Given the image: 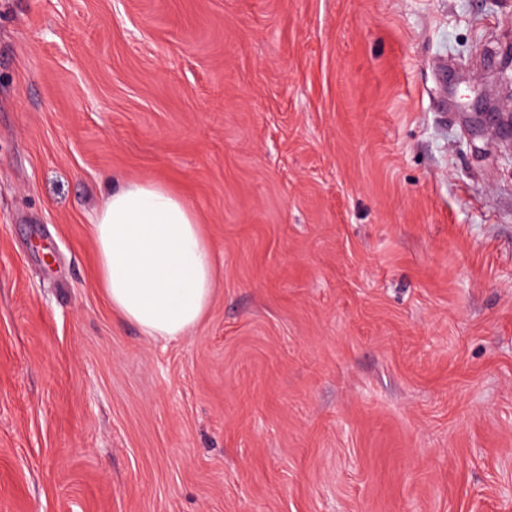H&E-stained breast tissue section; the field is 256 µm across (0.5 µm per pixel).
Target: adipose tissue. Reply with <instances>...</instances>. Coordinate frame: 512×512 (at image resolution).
Listing matches in <instances>:
<instances>
[{"mask_svg": "<svg viewBox=\"0 0 512 512\" xmlns=\"http://www.w3.org/2000/svg\"><path fill=\"white\" fill-rule=\"evenodd\" d=\"M97 275L112 308L149 336L176 339L205 315L216 261L189 203L153 180L112 189L97 213Z\"/></svg>", "mask_w": 512, "mask_h": 512, "instance_id": "obj_1", "label": "adipose tissue"}]
</instances>
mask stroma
<instances>
[{"instance_id":"stroma-1","label":"stroma","mask_w":512,"mask_h":512,"mask_svg":"<svg viewBox=\"0 0 512 512\" xmlns=\"http://www.w3.org/2000/svg\"><path fill=\"white\" fill-rule=\"evenodd\" d=\"M512 0H0V512H512ZM181 194L212 303L95 265ZM97 275L112 309L147 336H185L205 315L213 249L189 203L153 180L112 189L97 213Z\"/></svg>"}]
</instances>
